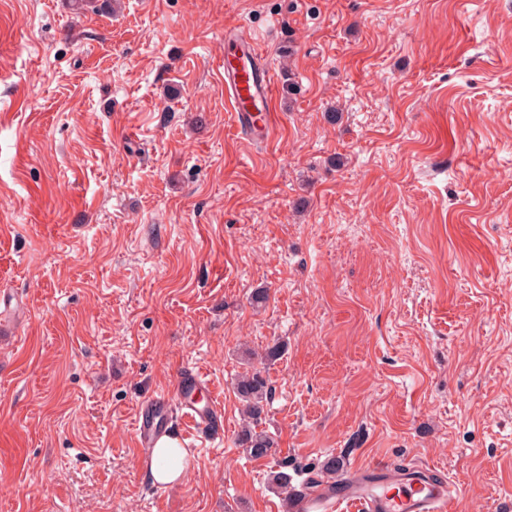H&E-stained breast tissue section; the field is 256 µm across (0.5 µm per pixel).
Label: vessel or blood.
Returning a JSON list of instances; mask_svg holds the SVG:
<instances>
[{
	"label": "vessel or blood",
	"mask_w": 512,
	"mask_h": 512,
	"mask_svg": "<svg viewBox=\"0 0 512 512\" xmlns=\"http://www.w3.org/2000/svg\"><path fill=\"white\" fill-rule=\"evenodd\" d=\"M274 72L254 40L239 30L224 32V92L233 122L251 138L266 141L275 131ZM205 385L200 373L178 375L175 396L146 401L138 410L135 430L138 444L153 448L169 429L168 409L176 407L182 418L206 432L222 418L216 396L199 403L196 395ZM461 496L449 484L435 480L429 467L378 462L348 473L336 485L309 487L294 496L288 512H459Z\"/></svg>",
	"instance_id": "obj_1"
}]
</instances>
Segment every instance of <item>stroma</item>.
Wrapping results in <instances>:
<instances>
[{
  "label": "stroma",
  "instance_id": "1",
  "mask_svg": "<svg viewBox=\"0 0 512 512\" xmlns=\"http://www.w3.org/2000/svg\"><path fill=\"white\" fill-rule=\"evenodd\" d=\"M106 3L0 0V512H281L279 463L331 456L512 512V0ZM228 28L270 141L232 123ZM185 369L223 431L174 421L156 486L135 415ZM274 72L252 39L224 31V92L236 127L268 141L275 131ZM235 390L244 403L246 423L238 435V445L252 458H264L271 454L274 440L266 432L257 431V424L264 410V402L270 394L265 379L258 373H245L238 377Z\"/></svg>",
  "mask_w": 512,
  "mask_h": 512
}]
</instances>
